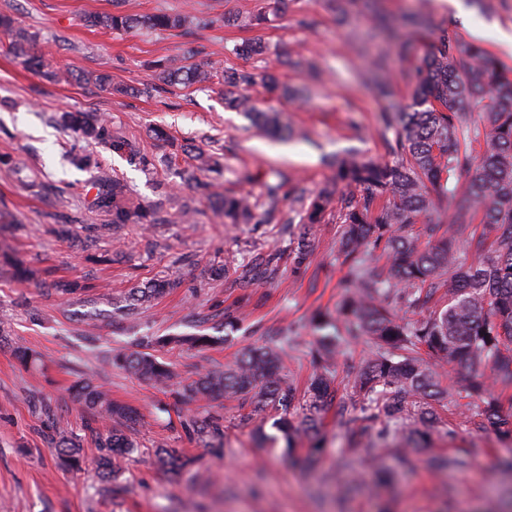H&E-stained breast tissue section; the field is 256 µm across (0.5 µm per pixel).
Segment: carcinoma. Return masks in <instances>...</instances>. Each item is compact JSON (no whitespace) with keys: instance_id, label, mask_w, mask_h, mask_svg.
I'll return each mask as SVG.
<instances>
[{"instance_id":"cac0c4a2","label":"carcinoma","mask_w":512,"mask_h":512,"mask_svg":"<svg viewBox=\"0 0 512 512\" xmlns=\"http://www.w3.org/2000/svg\"><path fill=\"white\" fill-rule=\"evenodd\" d=\"M282 0H265L252 16L224 15L227 23L263 26L278 16ZM372 13L376 36L401 57L417 53L426 43L414 72L411 103L382 118L385 130L395 137L385 147L395 157L382 163L355 154L331 159L336 183L313 195L296 194L286 224L313 228L334 220L340 224L336 260L347 268L348 293L336 322L317 352L316 372L306 388L305 423L296 427L281 417L276 427L293 446L301 432L318 433L321 414L336 400V336L339 327L348 335L368 337L373 349L348 380L346 399L340 402L345 424L356 425L354 434L381 442L403 436L424 442L440 419V411L456 404L438 368L463 365L470 371L464 388L471 399L472 415L485 429L512 437V416L501 410L498 394L512 389V73L504 69L483 46L468 42L457 31L446 29L425 42L428 22L421 14L403 16L400 25L390 21L374 3ZM91 26L114 31L135 28L186 31L204 28L208 21L182 13L131 15L112 13L89 16ZM0 30L13 35V53L34 70L41 59L30 53L32 36L17 30L13 19L0 15ZM233 53L250 59L266 53L259 39H246ZM165 84L205 85L214 73L224 79V105L245 113L264 130L287 133L279 127L274 111L258 108L248 89L256 78L269 87L280 85L279 74L266 70L261 75L224 66L207 69L174 60L155 62ZM365 79L386 84V54L381 53L366 69ZM62 122L78 132L71 144V162L98 173L93 185L91 209L106 217L99 232H112L123 224H159L156 210L134 201L127 184L109 174L102 152L126 155L144 168L161 171L165 177L189 184L196 173L219 166L218 159L200 153L195 164L179 167L170 156L149 154L138 139L121 125L98 117L68 112ZM101 150L94 151L90 144ZM480 146L475 151L474 145ZM285 181L267 184L265 201L247 195L226 193L219 205L226 224H269L276 220ZM458 200L450 224L419 221L429 215L435 201ZM217 272L248 278L247 265L231 255ZM178 279L163 280L133 289L132 300L144 301L170 288ZM50 286L60 294L91 288L72 280H54ZM403 307L419 314L408 321L399 316ZM212 337L172 336L155 340L202 347ZM282 349L278 343L245 351L234 366L209 371L181 385L180 395L191 403L199 396H222L240 400L256 412L286 411L296 399L297 387L281 374ZM111 365L167 387L176 374L146 351H115L105 358ZM77 400L101 417L130 418V407L112 400L98 387L85 382ZM98 446L106 449L98 460L99 475L108 483L116 477L110 454L133 447L115 431ZM55 450L62 465L77 468L82 462L80 447L61 431Z\"/></svg>"}]
</instances>
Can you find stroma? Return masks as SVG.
Instances as JSON below:
<instances>
[{"label":"stroma","instance_id":"stroma-1","mask_svg":"<svg viewBox=\"0 0 512 512\" xmlns=\"http://www.w3.org/2000/svg\"><path fill=\"white\" fill-rule=\"evenodd\" d=\"M259 0H0V14L36 34L34 52L46 71L25 67L0 32V154L15 166L0 168V210L17 222L0 232L36 272L26 283L0 270V512H512V457L505 442L481 429L466 398H459L453 430L437 424L426 448H413L407 461L383 449L354 444L331 408L318 431L323 440L314 471L288 454L275 428L276 413L251 414L237 400L203 398L185 404L176 387L163 388L124 370L106 367L109 350L137 351L153 341V354L170 364L183 382L205 370L232 365L247 348L280 338L282 373L305 388L314 370L319 337L314 318L335 315L346 290L347 271L336 260L337 224L313 230L279 224H226L209 205L210 196L233 190L258 197L265 186L287 177L289 189L314 192L334 175L321 158L345 148L388 161L382 115L408 105L416 59L389 63L391 94L378 97L365 83L368 57L376 51L371 24L341 22L331 0H288L282 17L260 35L270 47L263 59L232 55L249 30L225 24L228 11L248 15ZM390 18L420 10L432 23L464 32L512 68V0H495L491 14L475 0L463 11L441 0H378ZM191 12L208 28L177 34L133 30L118 34L90 27L86 16ZM309 19L311 27L300 24ZM298 52L317 62L324 80L303 98L288 99L255 84L257 107L279 110L295 138L272 139L251 127L241 113L224 107V87L158 86L152 61L173 59L204 65L214 61L252 72L275 66L277 56ZM108 69L111 87L82 81L87 72ZM64 112H94L135 134L147 151L170 154L173 144L222 155L223 174L200 172L197 183L173 184L160 192L155 171L116 155L107 165L128 182L144 204L159 205L160 224H129L95 238L102 223L88 209V172L66 158L74 135L56 125ZM195 221L181 223L183 211ZM308 237L309 267L291 272L289 238ZM250 262L256 277L227 278L213 271L229 255ZM61 276L95 283V290L61 295L48 281ZM178 277L180 288L125 314L131 289ZM234 327H226V320ZM207 334L216 344L203 349L160 347L156 338ZM24 349L39 356L34 366L16 357ZM96 379L112 399L137 412L133 421L101 420L72 397L75 385ZM212 415L217 430L198 435L194 417ZM67 431L83 449L81 469L58 466L53 444ZM121 431L138 449L119 459L121 476L103 483L95 459L97 438ZM193 457V467L171 470L154 451ZM454 459L442 471L428 468L429 456ZM351 465L357 480L340 486L336 472Z\"/></svg>","mask_w":512,"mask_h":512}]
</instances>
